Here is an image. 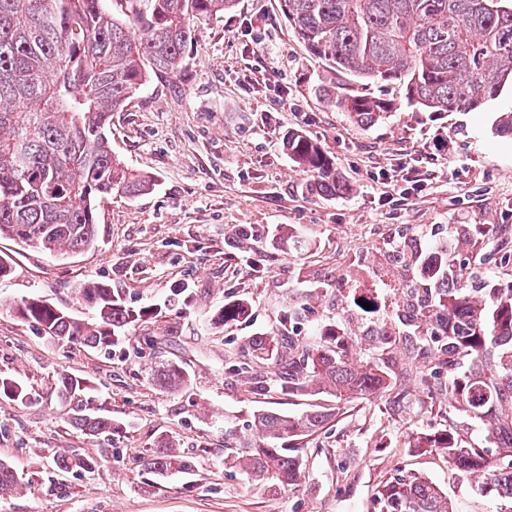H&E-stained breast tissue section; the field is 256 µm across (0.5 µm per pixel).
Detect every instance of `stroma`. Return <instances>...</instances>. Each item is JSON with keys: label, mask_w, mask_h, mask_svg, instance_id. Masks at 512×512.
Masks as SVG:
<instances>
[{"label": "stroma", "mask_w": 512, "mask_h": 512, "mask_svg": "<svg viewBox=\"0 0 512 512\" xmlns=\"http://www.w3.org/2000/svg\"><path fill=\"white\" fill-rule=\"evenodd\" d=\"M326 88L382 91L310 54L278 0H237L199 23L184 72L152 77L113 113V152L154 184L99 203L97 244L61 258L0 240L12 265L0 277V376L29 394L0 401V459L21 479L0 512H377L376 489L399 469L432 480L457 512H496L497 500L481 496L476 479L410 446L414 434L448 428L484 444L480 426L449 404L448 370L434 348L414 375L348 404L331 428L310 437L295 490L267 495L224 465L225 434H245L255 410L307 407L274 390L254 394L226 371L228 355L279 325L290 308L302 311L291 336L329 324L355 338L382 332L401 366L408 361L402 293L424 288L417 261L434 244L447 245L470 287L512 282V139L491 131L495 113L512 110V89L481 112L435 117L401 105V90L391 86L382 92L397 100L396 110L360 127L324 104ZM292 130L320 142L346 193L311 190L310 174L282 146ZM417 177L419 192L407 186ZM244 226L252 237L242 236ZM292 232L303 249L289 248ZM87 279L154 316L104 351L56 344L12 310L40 298L91 317L74 293ZM182 282L189 295L174 293ZM241 298L249 304L242 320L206 330L225 301ZM167 361L185 367L188 388L153 380ZM61 372L90 381L93 409L121 427L112 439L71 426L55 392ZM164 438L191 470L146 486L139 459ZM58 448L83 449L101 465L56 475Z\"/></svg>", "instance_id": "35a3bbf8"}]
</instances>
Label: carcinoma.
<instances>
[{
  "instance_id": "obj_1",
  "label": "carcinoma",
  "mask_w": 512,
  "mask_h": 512,
  "mask_svg": "<svg viewBox=\"0 0 512 512\" xmlns=\"http://www.w3.org/2000/svg\"><path fill=\"white\" fill-rule=\"evenodd\" d=\"M0 0V239L48 255L69 257L96 244L97 203L114 193L137 196L152 177L129 168L112 152V113L151 75L180 73L197 23L235 7L237 0ZM280 10L305 48L338 72L383 86L399 85L406 104L424 112H479L512 85V0H279ZM331 105L360 126L374 124L396 108L395 100L370 94L324 91ZM494 134L512 138V111L499 112ZM288 157L313 177L312 189L343 193L347 185L320 143L291 131ZM433 288L418 316L436 324L429 336H415L421 352L434 337L448 355V396L453 408L483 426L485 448H471L452 430L417 433L411 447L433 448L448 467L478 477L479 490L512 512V284L476 296L455 277L448 249L436 247L418 261ZM80 299L91 320L38 298L12 305L23 321L57 343L108 350L147 316L149 308L128 307L109 286L86 281ZM248 303L227 300L213 319L224 326L243 318ZM387 339L376 334L356 344L334 325L303 342L286 326L252 339L227 367L230 374L267 389L256 373L265 365L280 392L290 399L327 395L331 405L301 413L253 412L241 452L226 456L272 494L299 484L306 468L303 446L336 412L397 384L392 360L377 352ZM170 388L190 384L175 363L157 370ZM91 390L85 378L60 373L56 395L78 402L70 422L79 431L112 439V417L80 405ZM28 393L0 378V397L24 400ZM60 473H93L99 460L78 448L54 451ZM172 440L163 439L144 458L154 477L188 470ZM18 475L0 460V496L15 491ZM379 512H457L439 486L399 471L376 491Z\"/></svg>"
}]
</instances>
